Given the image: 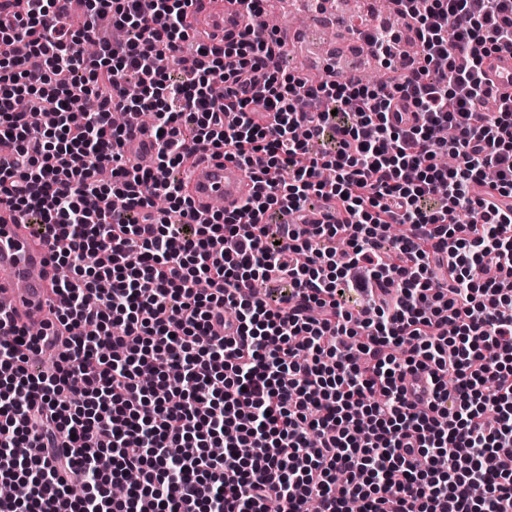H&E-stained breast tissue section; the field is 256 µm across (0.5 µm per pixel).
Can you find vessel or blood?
Listing matches in <instances>:
<instances>
[{
  "label": "vessel or blood",
  "instance_id": "vessel-or-blood-1",
  "mask_svg": "<svg viewBox=\"0 0 512 512\" xmlns=\"http://www.w3.org/2000/svg\"><path fill=\"white\" fill-rule=\"evenodd\" d=\"M189 21L210 43L238 33L244 19L237 0H194ZM489 75L501 91L512 92V49H502L489 60ZM250 183L232 162L200 156L188 183V192L199 210L223 201L226 210L237 208L249 195ZM52 245L16 220L0 223V299L6 307L0 316L17 324L41 325L50 318L57 297L52 290L49 264Z\"/></svg>",
  "mask_w": 512,
  "mask_h": 512
}]
</instances>
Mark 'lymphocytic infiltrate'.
<instances>
[{
	"label": "lymphocytic infiltrate",
	"instance_id": "lymphocytic-infiltrate-1",
	"mask_svg": "<svg viewBox=\"0 0 512 512\" xmlns=\"http://www.w3.org/2000/svg\"><path fill=\"white\" fill-rule=\"evenodd\" d=\"M16 2L0 212L70 274L46 331L0 319V512H512V94L485 65L512 0H392L375 84L285 74L265 0L190 54V0ZM118 111L151 115L152 166ZM199 152L241 208L197 211ZM250 190L248 179L235 163L199 154L188 183L189 196L199 210L206 211L215 200H222L224 209L231 211Z\"/></svg>",
	"mask_w": 512,
	"mask_h": 512
}]
</instances>
